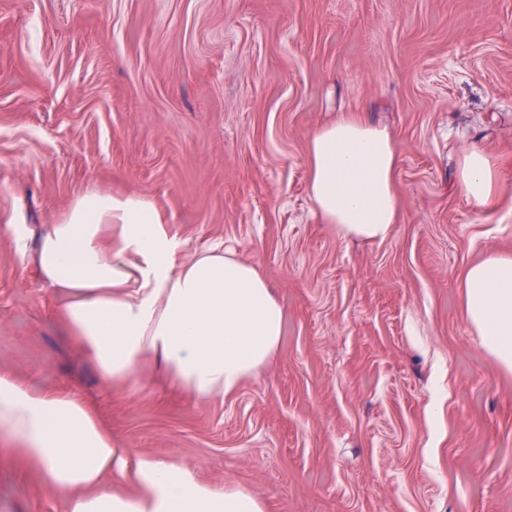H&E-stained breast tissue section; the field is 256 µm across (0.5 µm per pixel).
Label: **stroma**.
Instances as JSON below:
<instances>
[{"mask_svg":"<svg viewBox=\"0 0 512 512\" xmlns=\"http://www.w3.org/2000/svg\"><path fill=\"white\" fill-rule=\"evenodd\" d=\"M353 112L398 155L383 241L312 213L309 140ZM473 147L512 193V0H0V372L265 512H512V373L463 313L467 267L512 254V196L457 190ZM89 189L259 267L287 322L258 376L218 399L156 369L101 383L36 266ZM12 446L0 512H65Z\"/></svg>","mask_w":512,"mask_h":512,"instance_id":"stroma-1","label":"stroma"}]
</instances>
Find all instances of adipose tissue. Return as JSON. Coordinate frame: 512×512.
Returning a JSON list of instances; mask_svg holds the SVG:
<instances>
[{"instance_id":"obj_1","label":"adipose tissue","mask_w":512,"mask_h":512,"mask_svg":"<svg viewBox=\"0 0 512 512\" xmlns=\"http://www.w3.org/2000/svg\"><path fill=\"white\" fill-rule=\"evenodd\" d=\"M308 193L340 238L385 240L400 221L391 134L359 115L320 127L308 145ZM461 194L483 208L502 189L493 158L460 159ZM58 320L102 382L141 380L163 367L195 398H218L258 375L284 335V311L265 276L215 244L184 256L154 206L90 190L51 225L37 250ZM464 315L480 344L512 372V255L492 253L463 277ZM0 429L66 512H264L259 499L199 481L195 469L117 447L75 390L36 391L0 373ZM115 481L137 490L114 492Z\"/></svg>"}]
</instances>
